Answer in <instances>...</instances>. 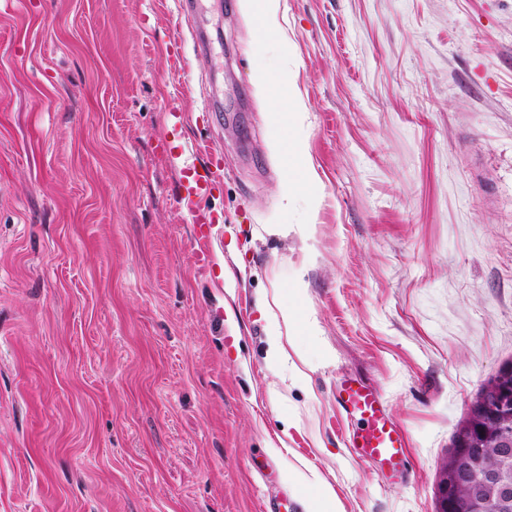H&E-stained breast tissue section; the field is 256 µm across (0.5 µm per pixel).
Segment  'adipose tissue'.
Masks as SVG:
<instances>
[{"mask_svg":"<svg viewBox=\"0 0 512 512\" xmlns=\"http://www.w3.org/2000/svg\"><path fill=\"white\" fill-rule=\"evenodd\" d=\"M257 78L269 107L274 151L288 155V165L280 184L281 200L286 203L298 194L309 193L315 182L314 172L307 163L305 143L297 128L303 102L285 78L269 76L262 69L258 70Z\"/></svg>","mask_w":512,"mask_h":512,"instance_id":"1","label":"adipose tissue"}]
</instances>
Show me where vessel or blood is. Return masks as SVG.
<instances>
[{"instance_id": "obj_1", "label": "vessel or blood", "mask_w": 512, "mask_h": 512, "mask_svg": "<svg viewBox=\"0 0 512 512\" xmlns=\"http://www.w3.org/2000/svg\"><path fill=\"white\" fill-rule=\"evenodd\" d=\"M182 201L194 215L199 228L198 241L206 243L208 230L214 222L211 214L200 203L210 196L216 185L214 171H197L184 166L180 170ZM340 408L350 417L359 418L363 429L350 439L362 459H368L390 468H402L406 461V441L403 431L388 417L377 393L367 385L352 379L342 380L337 390Z\"/></svg>"}]
</instances>
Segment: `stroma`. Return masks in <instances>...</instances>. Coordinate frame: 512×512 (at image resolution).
<instances>
[{"label": "stroma", "instance_id": "obj_1", "mask_svg": "<svg viewBox=\"0 0 512 512\" xmlns=\"http://www.w3.org/2000/svg\"><path fill=\"white\" fill-rule=\"evenodd\" d=\"M182 3L0 0V512H307L314 478L437 512L512 364V0H280L274 39ZM259 67L306 105L286 207ZM183 155L223 167L204 254ZM342 376L405 474L349 448ZM340 408L348 417H359L364 428L350 439L359 456L390 469L404 467L406 441L403 431L388 417L379 396L367 385L352 379L341 381L337 390Z\"/></svg>", "mask_w": 512, "mask_h": 512}]
</instances>
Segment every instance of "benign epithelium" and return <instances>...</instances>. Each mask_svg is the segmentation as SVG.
<instances>
[{"label": "benign epithelium", "instance_id": "7a95c632", "mask_svg": "<svg viewBox=\"0 0 512 512\" xmlns=\"http://www.w3.org/2000/svg\"><path fill=\"white\" fill-rule=\"evenodd\" d=\"M493 441L502 453L512 455V365L502 369L492 384L471 404V421L456 442V457L465 456L469 449ZM476 483L496 485L499 490L512 492V478L507 480L497 471L483 470L472 475ZM457 476L443 471L439 488V512H458Z\"/></svg>", "mask_w": 512, "mask_h": 512}]
</instances>
